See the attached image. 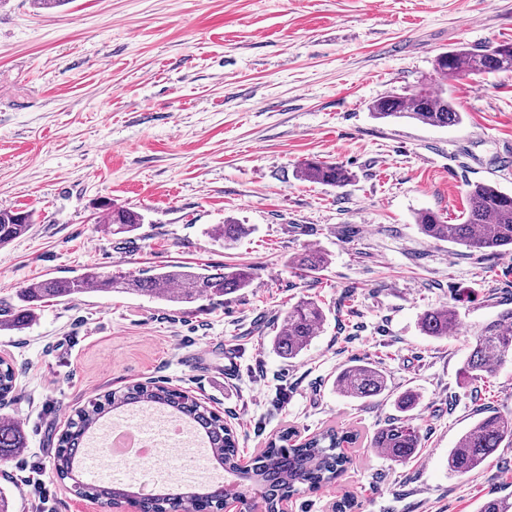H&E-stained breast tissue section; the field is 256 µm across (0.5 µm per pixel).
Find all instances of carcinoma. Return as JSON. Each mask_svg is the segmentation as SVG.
Segmentation results:
<instances>
[{"label": "carcinoma", "mask_w": 512, "mask_h": 512, "mask_svg": "<svg viewBox=\"0 0 512 512\" xmlns=\"http://www.w3.org/2000/svg\"><path fill=\"white\" fill-rule=\"evenodd\" d=\"M512 70V54L504 55L498 47L490 49L460 48L439 55L434 64L437 75L416 94L387 96L372 103L370 110L377 119L409 118L433 127L454 126L462 122V113L448 98V79L469 74H489ZM300 179L329 186H343L351 179L347 169L338 163L311 161L298 170ZM106 221L112 234L137 230L144 216L130 207H108ZM33 215L12 207H0V246L24 234ZM416 224L420 232L434 240L449 242L469 251L502 253L512 251V195L497 186L477 182L469 184L467 209L460 224H446L433 211L419 213ZM250 234V228L232 220L214 228L216 238L229 249ZM296 264L309 272L323 268L322 255L311 251L299 256ZM251 268L226 267L213 273L206 268L163 265L150 271L103 274L93 268L71 278H48L32 283L17 294L18 304L0 310L4 324L20 329L27 325L44 304L60 298H71L92 292H113L148 296L172 304H190L202 299H214L234 294L251 286ZM325 322L320 304L301 299L288 308L283 324L274 336L273 346L285 359L297 358L312 343ZM457 323L453 308H433L423 312L418 320L422 334L434 338L448 335ZM512 364V308L498 312L473 334L462 373L478 380L495 374ZM15 370L0 358V400L15 388ZM387 382L378 366L363 359L340 369L336 376L337 392L348 399L366 401L384 394ZM130 407L161 408L191 424L205 437L210 454L224 458V472L238 470V448L233 432L224 420L201 401L178 388L152 381L136 383L109 393L102 401H91L76 412L58 441L54 471L61 479H69L75 460L85 445L88 431L100 421L108 409ZM357 439L351 430L328 427L299 441L286 430L275 442L267 444L252 458L243 484L242 497L253 498L258 493L266 512H280L283 501L301 489L317 490L331 484L344 472L349 459L343 447ZM512 443V416L491 413L479 418L464 432L454 447L448 449V471L467 474L480 467L504 441ZM425 438L410 420L396 417L370 438V447L379 448L391 460L406 463L424 447ZM25 447V436L19 423L0 417V461ZM76 495L104 504L115 498L132 495L128 483L113 479L76 481ZM224 483L206 482L201 485L173 483L162 494L138 497L139 512H212L223 507ZM479 512H512V501L492 498L484 501Z\"/></svg>", "instance_id": "cac0c4a2"}]
</instances>
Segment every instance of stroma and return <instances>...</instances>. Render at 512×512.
I'll return each mask as SVG.
<instances>
[{"label":"stroma","mask_w":512,"mask_h":512,"mask_svg":"<svg viewBox=\"0 0 512 512\" xmlns=\"http://www.w3.org/2000/svg\"><path fill=\"white\" fill-rule=\"evenodd\" d=\"M512 42V0H32L0 5V206L28 210V231L0 247V300L46 279L158 265L248 264L254 281L222 299L177 306L139 295L53 301L24 329H0L15 369L0 416L27 446L0 462L11 512H108L57 478V441L74 409L156 381L205 401L251 458L284 429L350 428L359 441L335 484L295 495L288 512H478L512 497V447L449 473L448 450L490 411L512 415V365L476 383L467 342L512 308V252L478 255L425 237L415 218L461 223L469 183L512 194V71L449 80L460 124L377 120L370 104L430 82L451 49ZM336 162L343 187L299 179ZM145 216L123 240L104 206ZM251 233L225 249L212 228ZM323 253L318 273L295 268ZM317 300L326 320L296 359L272 348L288 307ZM458 310L455 333L423 335L431 308ZM239 371L216 374L226 350ZM207 353L209 369L184 363ZM367 358L385 393L340 397L336 375ZM420 401L425 446L399 464L367 438Z\"/></svg>","instance_id":"35a3bbf8"}]
</instances>
